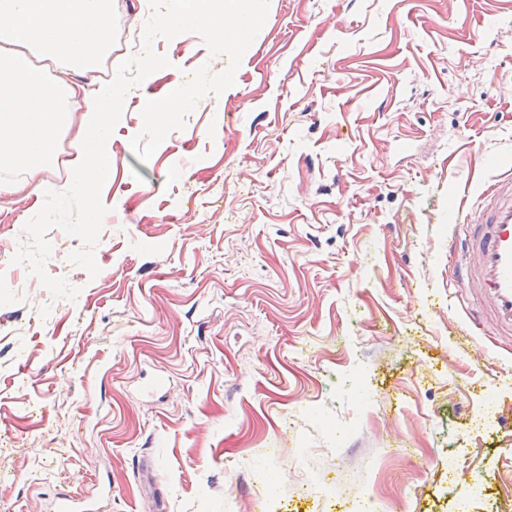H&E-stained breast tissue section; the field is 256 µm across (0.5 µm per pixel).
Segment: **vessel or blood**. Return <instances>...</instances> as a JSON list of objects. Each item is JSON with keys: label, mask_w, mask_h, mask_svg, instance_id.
I'll return each mask as SVG.
<instances>
[{"label": "vessel or blood", "mask_w": 512, "mask_h": 512, "mask_svg": "<svg viewBox=\"0 0 512 512\" xmlns=\"http://www.w3.org/2000/svg\"><path fill=\"white\" fill-rule=\"evenodd\" d=\"M482 196V206L469 209L459 200L448 208L450 223L469 228L458 275L476 288L473 328L512 341V177L496 178Z\"/></svg>", "instance_id": "vessel-or-blood-1"}]
</instances>
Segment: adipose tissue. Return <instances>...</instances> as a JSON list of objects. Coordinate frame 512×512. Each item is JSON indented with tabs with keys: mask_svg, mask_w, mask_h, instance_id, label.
<instances>
[{
	"mask_svg": "<svg viewBox=\"0 0 512 512\" xmlns=\"http://www.w3.org/2000/svg\"><path fill=\"white\" fill-rule=\"evenodd\" d=\"M110 0H0V170H21L0 181V194L26 190L52 160L69 104L88 94L69 160L70 193L89 190L112 170V120L126 101L121 72L91 92L53 81L27 53L36 49L89 70L112 46Z\"/></svg>",
	"mask_w": 512,
	"mask_h": 512,
	"instance_id": "adipose-tissue-1",
	"label": "adipose tissue"
}]
</instances>
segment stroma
<instances>
[{"label": "stroma", "instance_id": "stroma-1", "mask_svg": "<svg viewBox=\"0 0 512 512\" xmlns=\"http://www.w3.org/2000/svg\"><path fill=\"white\" fill-rule=\"evenodd\" d=\"M148 18L112 0L111 54L52 76L95 88ZM154 49L157 98L228 65L195 33ZM140 89L104 223L73 232L71 132L0 196V512L106 476L99 512H512V347L471 330L444 222L512 164V0H272L145 163Z\"/></svg>", "mask_w": 512, "mask_h": 512}]
</instances>
